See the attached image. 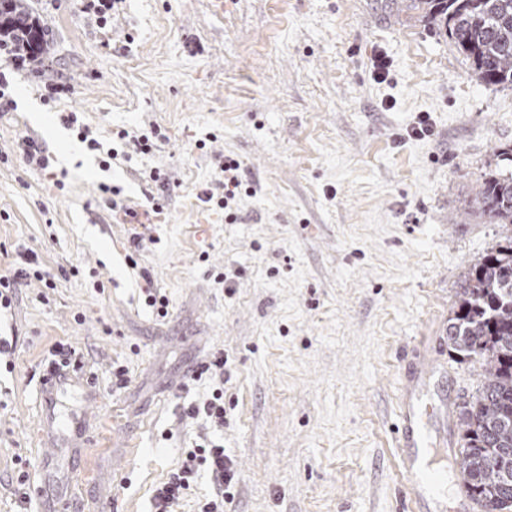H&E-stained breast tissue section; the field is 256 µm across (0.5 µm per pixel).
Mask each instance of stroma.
Masks as SVG:
<instances>
[{
    "label": "stroma",
    "instance_id": "stroma-1",
    "mask_svg": "<svg viewBox=\"0 0 512 512\" xmlns=\"http://www.w3.org/2000/svg\"><path fill=\"white\" fill-rule=\"evenodd\" d=\"M28 2L73 90L44 102L22 72L0 113V275L30 251L56 276L0 312L16 342L0 512H149L210 439L239 472L224 512H401L393 426L412 351L433 359L451 415L483 381L446 330L470 264L512 236L462 209L512 147V86L478 82L410 0H121L108 31L77 0ZM71 110L106 144L153 125L168 139L104 171L62 126ZM422 119L429 135L412 136ZM25 138L56 155L64 190L27 164ZM224 155L251 188L233 222L203 201ZM102 182L139 212L163 199V223H113ZM149 283L166 318L144 304ZM60 342L98 394L63 400L84 448L40 436ZM218 355L223 380H192ZM219 386L223 430L185 416Z\"/></svg>",
    "mask_w": 512,
    "mask_h": 512
}]
</instances>
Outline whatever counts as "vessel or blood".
<instances>
[{"label":"vessel or blood","mask_w":512,"mask_h":512,"mask_svg":"<svg viewBox=\"0 0 512 512\" xmlns=\"http://www.w3.org/2000/svg\"><path fill=\"white\" fill-rule=\"evenodd\" d=\"M68 380V373L52 368L46 370L41 380L42 439L50 446L55 444L61 425L56 410L58 396L67 390ZM406 380L399 422L394 427L396 445L403 450L399 468L407 483L404 509L405 512H446L448 497L441 488L440 472L428 466L427 458L433 449L448 445V426L439 420L447 404L427 397L434 380L428 361L409 362Z\"/></svg>","instance_id":"1"}]
</instances>
